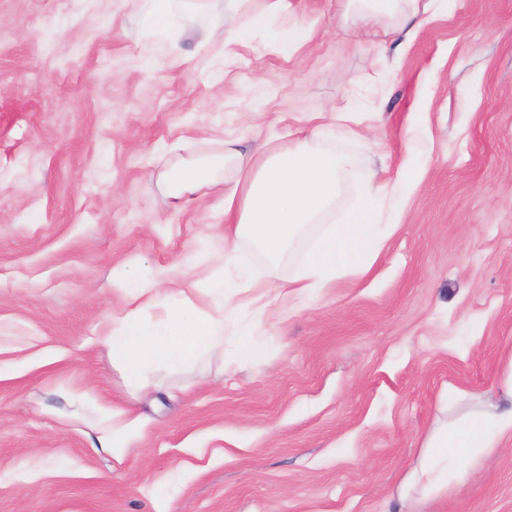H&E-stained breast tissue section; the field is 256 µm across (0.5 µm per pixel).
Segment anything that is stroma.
Returning a JSON list of instances; mask_svg holds the SVG:
<instances>
[{
    "label": "stroma",
    "mask_w": 512,
    "mask_h": 512,
    "mask_svg": "<svg viewBox=\"0 0 512 512\" xmlns=\"http://www.w3.org/2000/svg\"><path fill=\"white\" fill-rule=\"evenodd\" d=\"M241 15L208 0L168 62L127 0H0V512H388L435 425L494 391L512 351V0H439L379 51L339 0H288L243 42L200 46ZM287 27L309 37L292 50ZM347 113L324 146L403 180L363 275L304 305L240 319L262 353L157 369L131 400L97 341L124 303L113 267L214 272L223 198L175 210L156 181L167 146H287ZM144 414L125 462L91 449L60 388ZM421 512H512V439Z\"/></svg>",
    "instance_id": "obj_1"
}]
</instances>
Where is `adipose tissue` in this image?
Wrapping results in <instances>:
<instances>
[{
    "label": "adipose tissue",
    "mask_w": 512,
    "mask_h": 512,
    "mask_svg": "<svg viewBox=\"0 0 512 512\" xmlns=\"http://www.w3.org/2000/svg\"><path fill=\"white\" fill-rule=\"evenodd\" d=\"M139 14L141 30L168 47L172 62L183 63L174 26L192 29L202 0H148ZM285 0H267L264 11L247 12V0H235L245 11L244 20L227 27L216 18L203 30L211 43L244 40L252 29L266 25L281 11ZM343 14L360 31L385 20L386 35L398 36L418 16L419 0H343ZM350 165L347 156L317 145L314 135L296 139L285 148H257L246 139L225 140L221 153L178 157L165 171L162 187L174 206L195 199L206 189L224 195V253L221 268L209 279L196 281L186 272L152 276L138 274L135 267L113 270L112 288L127 299L126 306L111 315L112 331L101 339L112 365L124 380L130 395L150 386L149 371L159 364L182 365L204 356L224 353V335L233 326L239 309L248 307L257 316L269 313L279 298L302 301L321 293L344 271L363 272L378 257L382 238L374 222L373 207L381 198L395 197L398 181L372 178L365 196L347 213L343 223L324 225L306 261L295 276L273 284L254 281L248 268L239 270L236 283L224 282L223 266L237 265L242 245H250L274 266L322 223L336 205L342 178ZM177 284L176 297L162 292L164 284ZM210 299L199 308L196 294ZM155 311L156 325L145 320ZM76 408L93 407L89 426L93 448L116 463L131 451L137 421L130 408L97 400L92 389L73 393ZM472 410L464 417L435 426L422 444V455L403 479L398 493L400 512H417L420 503L447 491L473 475L481 459L512 439V357L508 358L495 392L474 396Z\"/></svg>",
    "instance_id": "1"
}]
</instances>
